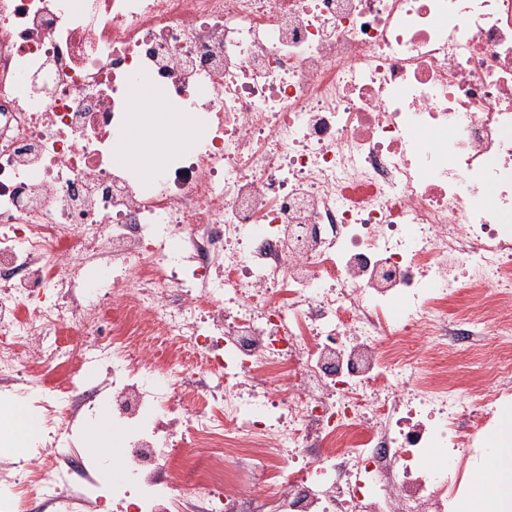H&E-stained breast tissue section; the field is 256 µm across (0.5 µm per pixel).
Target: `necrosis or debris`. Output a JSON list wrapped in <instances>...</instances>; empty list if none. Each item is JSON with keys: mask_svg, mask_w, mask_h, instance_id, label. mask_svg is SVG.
<instances>
[{"mask_svg": "<svg viewBox=\"0 0 512 512\" xmlns=\"http://www.w3.org/2000/svg\"><path fill=\"white\" fill-rule=\"evenodd\" d=\"M138 82L193 127L147 182L110 162ZM491 342L512 0H0V398L42 427L0 512H454L512 360H429ZM510 357L512 350H504L493 343L479 352L450 351L442 362L448 365L449 370L455 372L462 387L471 388L488 384L494 375L495 363ZM102 409L106 410V413L103 415L101 413ZM102 416H106L103 421H99ZM105 421L106 426L112 430V404L110 402H99L96 409V415L93 419H89L85 424L81 427L78 433L77 440V449L81 456L90 461H97L100 465L99 458L97 454L88 453L86 448L89 447L92 443L88 439V427L90 425H95L96 427L100 426Z\"/></svg>", "mask_w": 512, "mask_h": 512, "instance_id": "1", "label": "necrosis or debris"}]
</instances>
